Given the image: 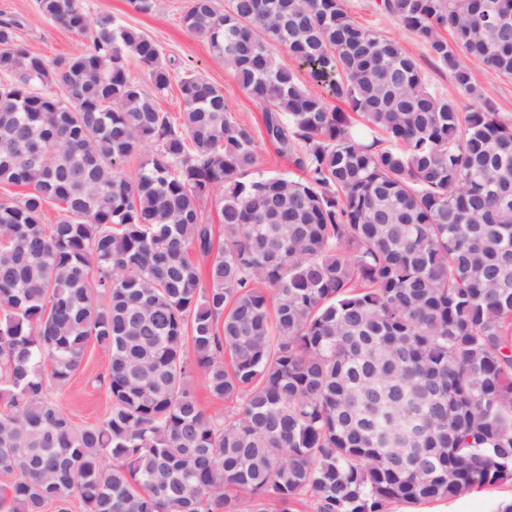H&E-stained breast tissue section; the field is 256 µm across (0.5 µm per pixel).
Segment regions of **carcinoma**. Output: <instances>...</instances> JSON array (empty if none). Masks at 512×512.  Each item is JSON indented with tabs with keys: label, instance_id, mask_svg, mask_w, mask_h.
<instances>
[{
	"label": "carcinoma",
	"instance_id": "carcinoma-1",
	"mask_svg": "<svg viewBox=\"0 0 512 512\" xmlns=\"http://www.w3.org/2000/svg\"><path fill=\"white\" fill-rule=\"evenodd\" d=\"M36 6L88 28L81 0ZM384 8L475 109L342 0H189L291 179L251 175L255 134L202 75L162 112L172 61L142 30L99 17L50 63L0 19V185L26 189L0 199V512H388L512 482V119L461 60L512 77V0ZM91 340L110 409L78 426L46 391ZM202 213L204 221L207 224H211L213 229L212 254L208 258H202L198 253H194L193 258L196 262L200 263L202 279L205 283L208 264L218 250L224 249V224L216 197L208 199L203 203ZM188 383L195 391L199 402L205 412L213 417L224 416V401L213 398L207 390L204 378L201 375H195L189 378Z\"/></svg>",
	"mask_w": 512,
	"mask_h": 512
}]
</instances>
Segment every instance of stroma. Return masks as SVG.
<instances>
[{"label": "stroma", "mask_w": 512, "mask_h": 512, "mask_svg": "<svg viewBox=\"0 0 512 512\" xmlns=\"http://www.w3.org/2000/svg\"><path fill=\"white\" fill-rule=\"evenodd\" d=\"M187 0H153L150 12L136 11L129 0H84L89 20L109 14L124 24L139 28L154 39L165 58L174 62L175 74L191 68L223 88L230 102V116L238 124L253 129L258 145L257 168L267 175L295 176L287 157L277 154L265 140L262 112L239 87L233 71L216 57L208 43L190 34L182 24ZM348 15L357 23L398 41L419 66L430 90L453 95L459 111H471L473 99L456 91L447 68L434 60L425 41L401 26L383 7V0H343ZM15 18L21 26L18 38L47 60L72 55L91 42V34H78L44 20L36 0H0V19ZM466 65L476 81L488 89L502 117L512 118V79L499 75L480 60L469 57ZM108 358L97 345H88L85 359L63 388H51L49 395L79 425L102 422L109 410L107 391L99 377ZM512 499V483L487 486L448 500L420 504H394L391 512H496L500 502Z\"/></svg>", "instance_id": "1"}]
</instances>
